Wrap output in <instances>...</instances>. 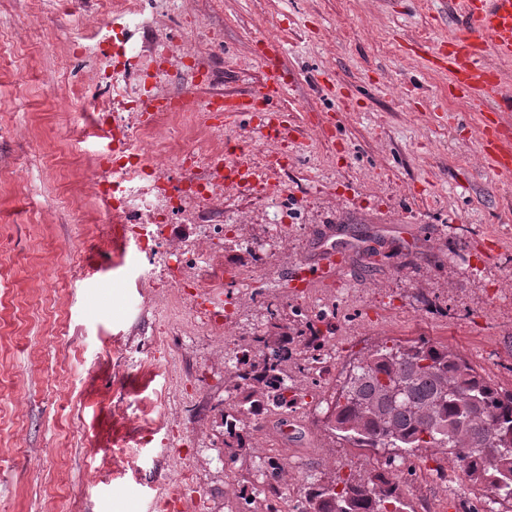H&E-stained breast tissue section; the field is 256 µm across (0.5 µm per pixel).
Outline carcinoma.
Wrapping results in <instances>:
<instances>
[{
  "mask_svg": "<svg viewBox=\"0 0 512 512\" xmlns=\"http://www.w3.org/2000/svg\"><path fill=\"white\" fill-rule=\"evenodd\" d=\"M261 360H237L235 388L255 390L265 404L288 406L282 363L288 337L253 338ZM355 388L336 403L335 428L357 448H444L453 455L465 486L491 490L495 503L512 505V391L479 373L447 347L421 340L408 347L380 346L357 366ZM396 464L389 455L343 486L310 489L300 512H405Z\"/></svg>",
  "mask_w": 512,
  "mask_h": 512,
  "instance_id": "1",
  "label": "carcinoma"
}]
</instances>
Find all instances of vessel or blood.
Masks as SVG:
<instances>
[{
  "mask_svg": "<svg viewBox=\"0 0 512 512\" xmlns=\"http://www.w3.org/2000/svg\"><path fill=\"white\" fill-rule=\"evenodd\" d=\"M458 13L465 19L462 32L449 41L447 51L430 50L432 61L446 65L457 89L480 103H491L496 115L483 131V146L494 168L503 175L512 174V90L506 89L503 77L491 69L485 60L487 50L512 58V0H455ZM271 50L262 62L268 71L262 99L265 112L259 119L260 128H273L281 123L276 101L281 95L280 59L284 44L266 39ZM317 279L329 280L341 272L336 262L335 248L324 250L312 268Z\"/></svg>",
  "mask_w": 512,
  "mask_h": 512,
  "instance_id": "b4317fda",
  "label": "vessel or blood"
}]
</instances>
